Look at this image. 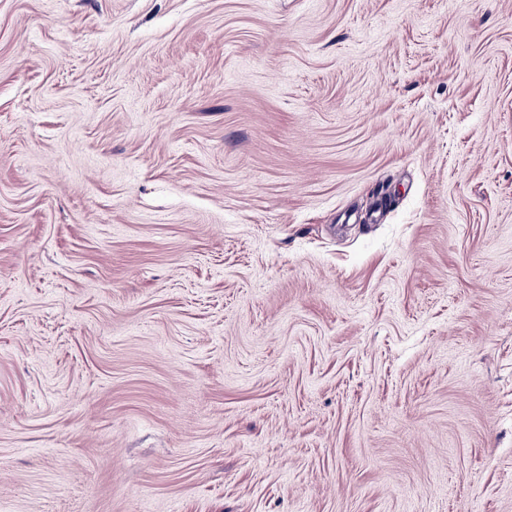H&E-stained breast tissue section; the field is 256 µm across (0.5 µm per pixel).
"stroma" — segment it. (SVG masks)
<instances>
[{
    "mask_svg": "<svg viewBox=\"0 0 512 512\" xmlns=\"http://www.w3.org/2000/svg\"><path fill=\"white\" fill-rule=\"evenodd\" d=\"M0 512H512V0H0Z\"/></svg>",
    "mask_w": 512,
    "mask_h": 512,
    "instance_id": "35a3bbf8",
    "label": "stroma"
}]
</instances>
